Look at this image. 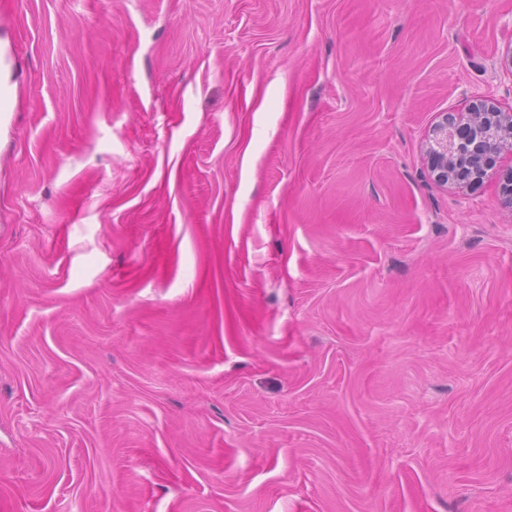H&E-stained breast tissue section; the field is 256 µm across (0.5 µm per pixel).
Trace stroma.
<instances>
[{
    "mask_svg": "<svg viewBox=\"0 0 512 512\" xmlns=\"http://www.w3.org/2000/svg\"><path fill=\"white\" fill-rule=\"evenodd\" d=\"M512 0H0V512H512ZM439 118L428 131L425 160L441 187L479 182L502 153L512 154V112H502L488 99Z\"/></svg>",
    "mask_w": 512,
    "mask_h": 512,
    "instance_id": "1",
    "label": "stroma"
}]
</instances>
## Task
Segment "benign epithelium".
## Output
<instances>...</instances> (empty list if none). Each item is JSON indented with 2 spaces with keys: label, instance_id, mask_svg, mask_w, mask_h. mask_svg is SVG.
Segmentation results:
<instances>
[{
  "label": "benign epithelium",
  "instance_id": "benign-epithelium-1",
  "mask_svg": "<svg viewBox=\"0 0 512 512\" xmlns=\"http://www.w3.org/2000/svg\"><path fill=\"white\" fill-rule=\"evenodd\" d=\"M505 152L512 154V112L478 99L466 112H444L430 128L425 160L435 182L463 188L481 181ZM502 203L512 209V165L499 171Z\"/></svg>",
  "mask_w": 512,
  "mask_h": 512
}]
</instances>
